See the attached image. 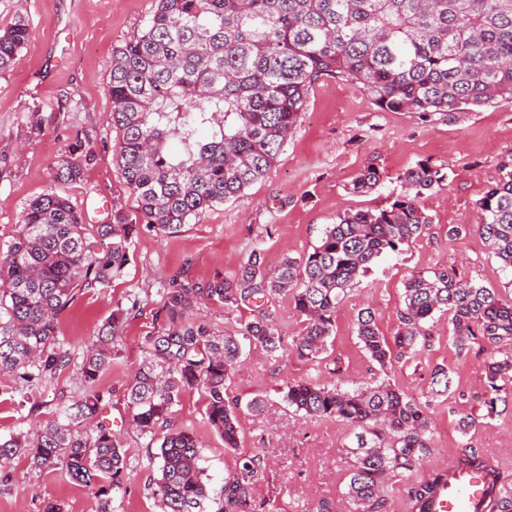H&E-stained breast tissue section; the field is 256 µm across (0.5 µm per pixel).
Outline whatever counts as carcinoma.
I'll list each match as a JSON object with an SVG mask.
<instances>
[{"label": "carcinoma", "instance_id": "cac0c4a2", "mask_svg": "<svg viewBox=\"0 0 512 512\" xmlns=\"http://www.w3.org/2000/svg\"><path fill=\"white\" fill-rule=\"evenodd\" d=\"M28 40L22 18L0 31V70ZM322 77L362 90L389 111L446 114L512 100V0H156L148 23L115 51L109 82L108 120L121 132L118 163L142 223L114 207L102 223L87 224L78 203L51 191L27 204L16 233L0 245V377L38 385L73 364L84 384L79 398L58 405L33 433L0 440V480L11 479L8 464L24 455L35 469L62 468L93 490L96 512H112L111 496L123 492L129 469L126 453L112 429L98 424L82 431L79 425L106 406L99 381L118 351L103 340L73 362L60 339L59 316L80 289L109 288L122 276L143 228L172 237L262 178L283 151L309 87ZM202 128L210 129V141L199 139ZM170 141L180 147L174 157L166 153ZM69 153L55 172L65 184L81 179L90 160L80 143ZM499 172L477 202V231L506 271L512 269V152ZM380 179L369 166L353 190L366 192ZM448 179V167L419 163L402 175L403 191L388 205L338 217L312 251L284 258L271 272L256 246L231 276L172 283L164 302L168 323L145 338L147 358L125 395L133 427L157 449L154 493L164 512H252L261 454L239 457L215 497L200 466L198 436L170 427V416L182 393L200 390L211 430L224 448H239L240 425L224 384L241 341L271 355L284 349L270 315L218 335L192 317L195 304L237 306L287 296L307 322L292 348L316 360L348 291L377 258L416 240L429 223L420 198ZM439 312L452 314L460 355L478 337L492 345L512 341V299L460 278L453 268L404 283L394 344L380 334L369 307L358 312V338L384 369L393 351L402 356L415 348ZM127 313L113 310L102 334L116 338ZM485 374L491 390L485 405L493 415L498 401L512 397V355L490 357ZM433 385L432 394L440 396L451 391L453 379L441 369ZM283 400L309 417L359 429L346 448L354 512H382V479L413 471L428 449L426 410L385 379L352 391L297 381L283 390ZM455 465L501 482L497 462L473 448ZM443 476L436 469L412 484L414 512H426Z\"/></svg>", "mask_w": 512, "mask_h": 512}]
</instances>
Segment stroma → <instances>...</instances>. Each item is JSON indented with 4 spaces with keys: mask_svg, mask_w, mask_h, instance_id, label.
<instances>
[{
    "mask_svg": "<svg viewBox=\"0 0 512 512\" xmlns=\"http://www.w3.org/2000/svg\"><path fill=\"white\" fill-rule=\"evenodd\" d=\"M154 7L155 0H0V29L20 15L30 28L14 64L0 70V242L10 240L25 205L51 190L82 204L92 224L101 222L109 202L136 216L137 203L116 160L121 135L107 120L112 110L108 84L114 51L141 29ZM78 141L91 153L82 179L55 181L58 161ZM511 151L512 102L498 100L446 115L386 112L351 85L322 78L309 88L294 133L264 178L239 198L205 210L175 236L143 230L122 277L110 288L78 292L60 316L65 346L79 356L115 307L130 311L118 341L120 355L100 379L110 393L101 417L119 432L130 462L127 490L114 496L112 512H156L159 505L153 493L157 471L146 439L129 424L124 395L145 359L146 336L167 323L163 304L169 280L231 274L256 246L264 250L266 268L275 269L283 258L311 251L338 214L388 205L401 191L402 174L421 162L447 165L450 174L447 186L420 200L429 224L404 251L381 256L361 277L337 309L336 330L320 359L308 361L290 349L272 358L261 347L243 343L225 385V398L236 404L242 429L239 450L225 449L209 428L199 391L182 395L171 422L200 437L211 491H220L239 456L257 452L267 467L252 492L253 512H309L320 503L329 512H349L345 447L352 428L295 412L282 391L299 380L350 390L384 374L409 398L433 402L429 449L412 474L384 482L386 512H409L410 484L454 463L469 448L498 460L503 495L512 499V399L488 414L491 391L484 367L490 345L474 340L467 354L458 356L451 315L440 313L415 352L383 371L356 334L357 313L368 306L381 334L393 338L400 327L404 282L419 272L453 268L462 278L512 298V274L501 270L475 229L481 219L477 202L495 184L500 161ZM369 166L381 173L380 183L369 192H353L354 181ZM457 224L469 226L466 237H449V227ZM195 313L222 334L253 319L256 309L203 300ZM440 369L450 371L454 390L435 398L432 378ZM82 392L72 369L40 386L0 380V438L31 430L50 419L60 401ZM255 398L263 403L261 411L249 407ZM467 414L476 417L477 425L464 434L458 420ZM9 468L11 480L0 483V512H42L48 501L60 503L64 512H94L92 490L74 483L65 471L32 469L22 456Z\"/></svg>",
    "mask_w": 512,
    "mask_h": 512,
    "instance_id": "1",
    "label": "stroma"
}]
</instances>
